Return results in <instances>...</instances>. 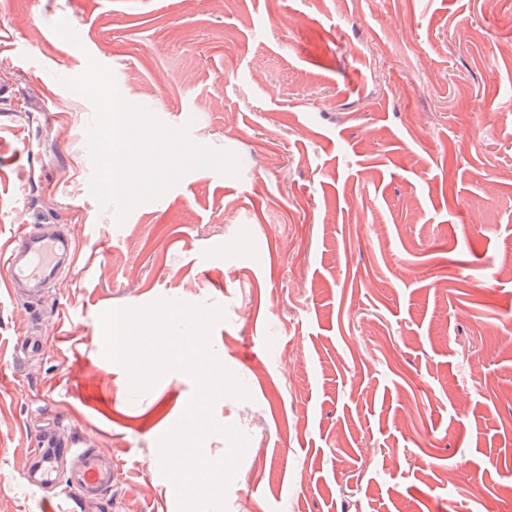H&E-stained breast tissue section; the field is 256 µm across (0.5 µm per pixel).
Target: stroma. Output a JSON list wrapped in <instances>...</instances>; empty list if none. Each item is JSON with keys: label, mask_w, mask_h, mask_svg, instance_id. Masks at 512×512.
I'll return each instance as SVG.
<instances>
[{"label": "stroma", "mask_w": 512, "mask_h": 512, "mask_svg": "<svg viewBox=\"0 0 512 512\" xmlns=\"http://www.w3.org/2000/svg\"><path fill=\"white\" fill-rule=\"evenodd\" d=\"M66 20L80 45L59 37ZM87 57L239 177L124 221L89 192ZM63 224L38 306L0 279V512L40 433L106 449L111 512H178L157 441L194 385L132 397L98 315L220 307L214 406L247 436L227 512H512V8L501 0H0V247ZM43 353H20L29 335Z\"/></svg>", "instance_id": "obj_1"}]
</instances>
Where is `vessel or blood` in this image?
Instances as JSON below:
<instances>
[{"mask_svg": "<svg viewBox=\"0 0 512 512\" xmlns=\"http://www.w3.org/2000/svg\"><path fill=\"white\" fill-rule=\"evenodd\" d=\"M70 259L68 236H44L29 224L0 249V264L6 266L12 288L21 282L39 284ZM40 445L25 481L41 495L45 512H99L96 503L115 480L105 450L61 437L41 440Z\"/></svg>", "mask_w": 512, "mask_h": 512, "instance_id": "obj_1", "label": "vessel or blood"}]
</instances>
